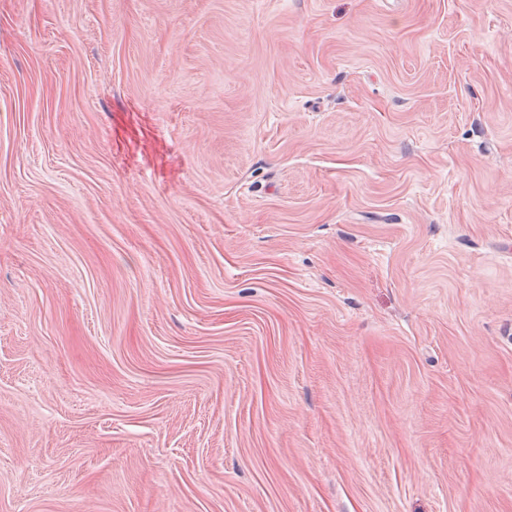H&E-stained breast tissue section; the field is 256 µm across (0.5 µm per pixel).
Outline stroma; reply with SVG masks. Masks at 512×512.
Here are the masks:
<instances>
[{
    "instance_id": "stroma-1",
    "label": "stroma",
    "mask_w": 512,
    "mask_h": 512,
    "mask_svg": "<svg viewBox=\"0 0 512 512\" xmlns=\"http://www.w3.org/2000/svg\"><path fill=\"white\" fill-rule=\"evenodd\" d=\"M0 512H512V0H0Z\"/></svg>"
}]
</instances>
